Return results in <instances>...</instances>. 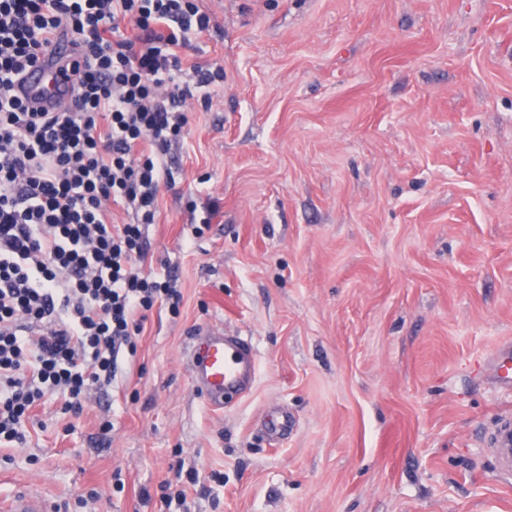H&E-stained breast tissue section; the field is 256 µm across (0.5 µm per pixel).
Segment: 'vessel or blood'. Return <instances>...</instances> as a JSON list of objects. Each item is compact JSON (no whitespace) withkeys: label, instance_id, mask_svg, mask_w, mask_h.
Masks as SVG:
<instances>
[{"label":"vessel or blood","instance_id":"obj_1","mask_svg":"<svg viewBox=\"0 0 512 512\" xmlns=\"http://www.w3.org/2000/svg\"><path fill=\"white\" fill-rule=\"evenodd\" d=\"M62 52V46L50 43L44 50L41 65L24 74L19 94L31 107L52 111L67 102L71 85L55 75V61ZM257 370L252 342L242 336L225 335L217 328L202 332L190 351L191 378L217 407L223 406L229 396L243 393ZM489 450L500 470L512 472V419L500 422L491 433ZM4 508L6 512H52L49 502L32 491L12 494Z\"/></svg>","mask_w":512,"mask_h":512}]
</instances>
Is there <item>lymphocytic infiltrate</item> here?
<instances>
[{"label": "lymphocytic infiltrate", "mask_w": 512, "mask_h": 512, "mask_svg": "<svg viewBox=\"0 0 512 512\" xmlns=\"http://www.w3.org/2000/svg\"><path fill=\"white\" fill-rule=\"evenodd\" d=\"M211 26L201 0H0V441L25 442L47 393L82 412L154 305L178 304L143 268L146 230L187 100L224 85L218 62L179 56ZM56 37L71 98L40 112L17 86Z\"/></svg>", "instance_id": "lymphocytic-infiltrate-1"}]
</instances>
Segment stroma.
I'll use <instances>...</instances> for the list:
<instances>
[{"label":"stroma","mask_w":512,"mask_h":512,"mask_svg":"<svg viewBox=\"0 0 512 512\" xmlns=\"http://www.w3.org/2000/svg\"><path fill=\"white\" fill-rule=\"evenodd\" d=\"M181 56L224 89L188 101L146 271L173 268L111 386L57 395L0 444V497L53 512H512L484 433L512 416V0H203ZM208 226H201L202 217ZM251 340L217 408L199 330ZM288 431L271 433L274 419ZM199 485L176 481L175 467ZM7 512H51L49 502L40 494L32 491L12 494L4 505Z\"/></svg>","instance_id":"35a3bbf8"}]
</instances>
